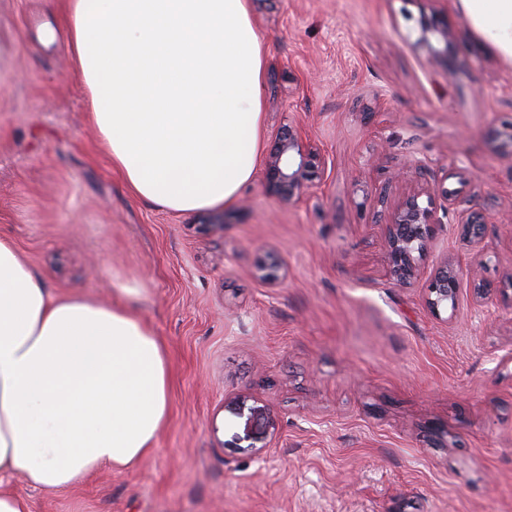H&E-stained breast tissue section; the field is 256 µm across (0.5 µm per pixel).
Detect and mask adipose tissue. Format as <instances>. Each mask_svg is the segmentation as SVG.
Returning <instances> with one entry per match:
<instances>
[{
    "label": "adipose tissue",
    "instance_id": "ef3b65f1",
    "mask_svg": "<svg viewBox=\"0 0 512 512\" xmlns=\"http://www.w3.org/2000/svg\"><path fill=\"white\" fill-rule=\"evenodd\" d=\"M512 65V0H457ZM89 121L128 192L171 212L234 203L260 161L262 44L248 0H64ZM59 295L0 238V512L6 483L65 492L152 453L170 415V363L133 309Z\"/></svg>",
    "mask_w": 512,
    "mask_h": 512
}]
</instances>
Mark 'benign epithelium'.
Instances as JSON below:
<instances>
[{"instance_id":"1","label":"benign epithelium","mask_w":512,"mask_h":512,"mask_svg":"<svg viewBox=\"0 0 512 512\" xmlns=\"http://www.w3.org/2000/svg\"><path fill=\"white\" fill-rule=\"evenodd\" d=\"M416 44L426 56L436 62L449 63L457 59L453 28L448 21L436 16L421 19ZM325 162L312 146L304 142L300 127L284 126L272 141L265 167V179L271 192L281 201L292 203L301 199L309 184L324 169ZM448 208L455 205L448 188L440 182L408 196L396 210L388 234L390 273L399 285H407L416 275V256L423 253L436 223V211L441 201ZM487 216L480 211L459 214L461 236L476 248L471 263L470 279L477 280L481 266L480 244L484 238ZM463 269L443 260L436 266L428 286V306L436 313L446 307L455 308ZM224 409L244 419V438L259 440L275 429L273 416L264 405L246 406L235 398Z\"/></svg>"}]
</instances>
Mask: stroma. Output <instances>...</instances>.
I'll list each match as a JSON object with an SVG mask.
<instances>
[{"mask_svg":"<svg viewBox=\"0 0 512 512\" xmlns=\"http://www.w3.org/2000/svg\"><path fill=\"white\" fill-rule=\"evenodd\" d=\"M264 43L263 141L300 126L323 177L287 204L256 170L235 204L189 213L132 197L88 121L55 0H0V236L57 293L109 303L125 285L165 346L167 425L152 454L52 493L32 512H512V67L456 0H248ZM447 16L454 69L416 47ZM426 163L425 170L414 166ZM446 181L492 216L454 309L427 305L440 258L468 267L453 218L411 284L390 274L397 205ZM285 275H256L267 256ZM269 406L255 453L224 409Z\"/></svg>","mask_w":512,"mask_h":512,"instance_id":"obj_1","label":"stroma"}]
</instances>
